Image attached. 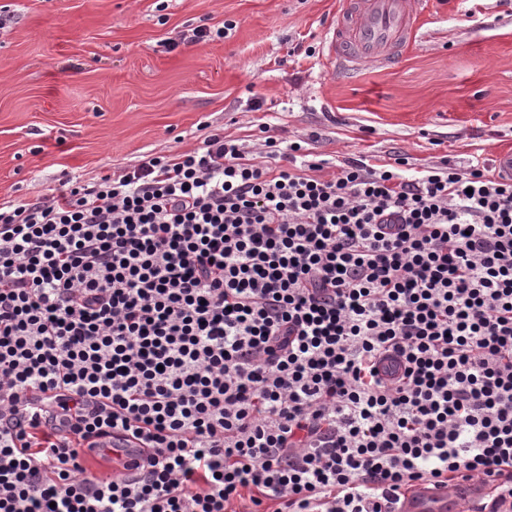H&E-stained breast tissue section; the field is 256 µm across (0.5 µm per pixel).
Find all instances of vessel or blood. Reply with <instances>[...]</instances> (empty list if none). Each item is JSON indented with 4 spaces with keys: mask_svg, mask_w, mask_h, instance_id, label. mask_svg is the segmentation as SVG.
I'll list each match as a JSON object with an SVG mask.
<instances>
[{
    "mask_svg": "<svg viewBox=\"0 0 512 512\" xmlns=\"http://www.w3.org/2000/svg\"><path fill=\"white\" fill-rule=\"evenodd\" d=\"M425 14V0H341L337 23L326 33L331 70L353 73L365 67L388 68L415 38ZM493 492L479 475L435 490L417 484L402 503V512H470Z\"/></svg>",
    "mask_w": 512,
    "mask_h": 512,
    "instance_id": "vessel-or-blood-1",
    "label": "vessel or blood"
}]
</instances>
